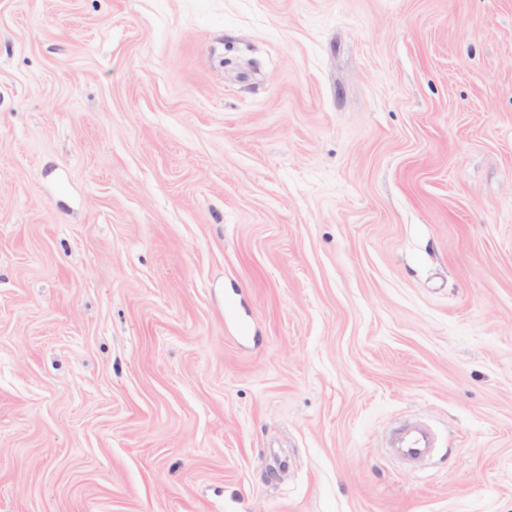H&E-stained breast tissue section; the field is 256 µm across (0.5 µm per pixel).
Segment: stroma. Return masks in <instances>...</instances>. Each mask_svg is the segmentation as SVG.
I'll use <instances>...</instances> for the list:
<instances>
[{
  "label": "stroma",
  "mask_w": 512,
  "mask_h": 512,
  "mask_svg": "<svg viewBox=\"0 0 512 512\" xmlns=\"http://www.w3.org/2000/svg\"><path fill=\"white\" fill-rule=\"evenodd\" d=\"M0 512H512V0H0Z\"/></svg>",
  "instance_id": "obj_1"
}]
</instances>
